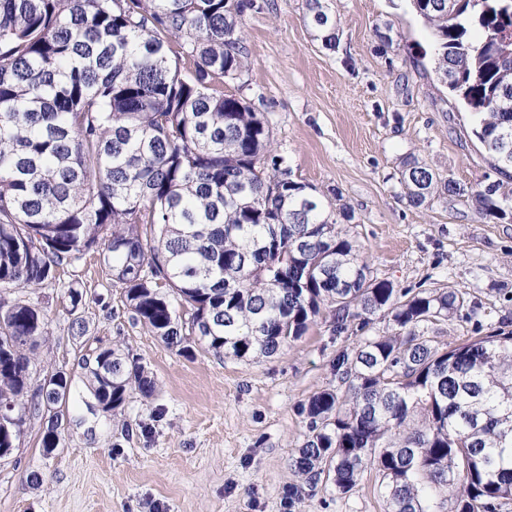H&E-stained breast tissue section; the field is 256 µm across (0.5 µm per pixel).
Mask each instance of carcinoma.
<instances>
[{"mask_svg":"<svg viewBox=\"0 0 512 512\" xmlns=\"http://www.w3.org/2000/svg\"><path fill=\"white\" fill-rule=\"evenodd\" d=\"M254 0H0V410L47 416L42 449L62 445L72 376L59 401L33 382L48 318L8 295L52 285L98 252L133 320L180 352L199 346L244 360L301 339L326 307L333 332L388 317L395 332L342 350L339 385L300 411L307 433L290 466L304 486L352 491L379 475L386 512H502L512 503V332L445 349L425 326L465 308L458 290L397 288L372 274L340 227L336 204L291 177L266 115L224 94L247 51ZM436 37L435 71L472 114L501 174L512 169V0H412ZM327 49L338 34L330 0H305ZM478 29L481 37L470 38ZM408 205L460 196L417 158L401 173ZM500 220L512 189L471 192ZM87 410L106 416L130 393L156 392L141 358L102 348L81 359ZM451 507H446V503Z\"/></svg>","mask_w":512,"mask_h":512,"instance_id":"obj_1","label":"carcinoma"}]
</instances>
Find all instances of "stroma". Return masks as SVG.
Listing matches in <instances>:
<instances>
[{
    "mask_svg": "<svg viewBox=\"0 0 512 512\" xmlns=\"http://www.w3.org/2000/svg\"><path fill=\"white\" fill-rule=\"evenodd\" d=\"M332 9L339 40L328 50L303 0H254L242 18L249 67L225 82V94L267 115L295 180L351 211L347 231L374 277L403 290L464 293L465 310L429 325L434 345L512 331V218L491 219L469 197L500 175L469 112L436 78L429 29L410 0H332ZM412 156L466 195L409 206L400 171ZM68 283L83 294L79 306ZM27 295L49 320L37 350L41 374L64 370L74 381L63 446L43 454L39 418L0 461V512H384L372 469L347 494L322 481L288 497L298 482L290 459L307 432L300 406L336 388L332 362L359 341L335 335L328 314L278 355L242 361L168 348L132 320L95 253L62 284ZM76 318L84 335L69 329ZM116 344L141 357L157 391L131 394L121 410L97 417L82 402L78 362ZM34 472L40 485L30 482Z\"/></svg>",
    "mask_w": 512,
    "mask_h": 512,
    "instance_id": "35a3bbf8",
    "label": "stroma"
}]
</instances>
